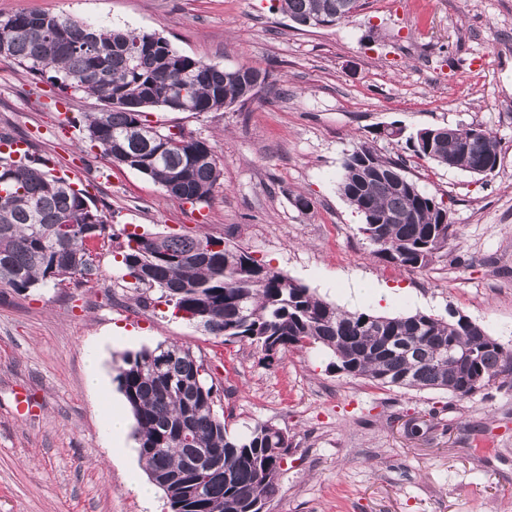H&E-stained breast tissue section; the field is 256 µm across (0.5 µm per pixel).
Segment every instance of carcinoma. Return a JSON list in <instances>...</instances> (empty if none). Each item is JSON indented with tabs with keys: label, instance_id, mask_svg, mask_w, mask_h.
<instances>
[{
	"label": "carcinoma",
	"instance_id": "cac0c4a2",
	"mask_svg": "<svg viewBox=\"0 0 512 512\" xmlns=\"http://www.w3.org/2000/svg\"><path fill=\"white\" fill-rule=\"evenodd\" d=\"M289 19L331 13L338 0H278ZM149 33L81 24L67 16L22 12L0 18V55L12 58L29 74L46 78L61 93L99 99L107 112H94L86 122L87 137L112 162L131 168L161 185L172 197L190 203L209 199L222 172L212 147L188 133L174 141L171 132L148 134L146 114L172 111L168 105L176 87L185 89L189 111L214 112L245 102L248 76L261 68L242 65L232 71L186 55L163 37ZM459 136L436 132L433 142L407 139L414 154L439 165L479 175L494 172L501 141L480 126L457 125ZM406 175L403 161L385 158L364 142L343 163L338 190L362 217L360 230L375 247V255L397 268H424L446 247L454 229L448 207L436 194ZM62 224L78 226L63 240ZM107 224L88 192L50 172L0 156V288L25 291L58 285L75 275H94L85 247L86 235L105 236ZM208 235L163 238L157 252L144 236L127 235L122 251L125 275L138 300L158 291L165 303L189 315L195 324L200 307L208 311L207 335L226 342H247L258 350L279 344L278 352L322 347L338 370L393 387L405 377V388L445 390L459 399L499 378L512 377V352L485 328L458 317L425 313L384 316L344 311L317 297L286 274L259 264L248 253L224 246L212 253ZM407 337L411 351H390L393 338ZM167 353L163 373L148 366L151 357ZM204 367L202 359L178 344H158L126 353L118 367V389L134 420L140 460L154 485L173 479L164 490L171 512H249L265 501L272 488L266 477L281 479L276 453L289 448L288 435L269 423L231 433L224 416L211 413L218 387L200 376L201 386L188 381ZM197 408L192 421L198 448L224 449V470L234 482L211 481L202 497L193 483L181 481L186 451L174 438V427ZM268 476H263V472Z\"/></svg>",
	"mask_w": 512,
	"mask_h": 512
}]
</instances>
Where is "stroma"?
<instances>
[{
  "label": "stroma",
  "instance_id": "1",
  "mask_svg": "<svg viewBox=\"0 0 512 512\" xmlns=\"http://www.w3.org/2000/svg\"><path fill=\"white\" fill-rule=\"evenodd\" d=\"M30 11L156 33L204 62L269 77L243 105L149 113L152 125L184 128L214 150L222 176L194 206L91 145L85 116L100 111L98 99L59 94L0 56V134L86 189L109 232L90 246L97 275L0 288V512H167L163 491L150 504L138 492L148 476L133 434L116 449L106 428L107 413L129 411L115 380L123 355L163 342L202 358L230 431L268 422L287 433L270 512H512V378L462 400L375 386L318 349L268 363L164 302L139 304L120 264L129 233L208 234L343 309L455 310L512 351V0H360L336 26L307 30L277 0H0V14ZM391 124L405 139L482 126L501 142L500 165L476 176L420 159L405 139L377 137ZM363 141L405 160L448 208L455 233L425 268L377 257L338 190Z\"/></svg>",
  "mask_w": 512,
  "mask_h": 512
}]
</instances>
